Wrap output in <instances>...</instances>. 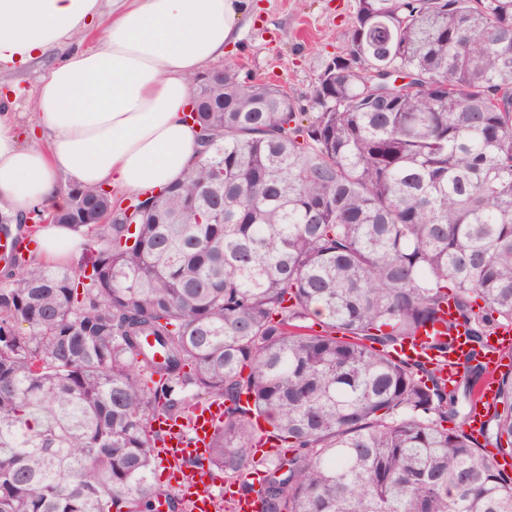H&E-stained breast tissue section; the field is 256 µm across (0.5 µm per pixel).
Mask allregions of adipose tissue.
<instances>
[{"instance_id":"adipose-tissue-1","label":"adipose tissue","mask_w":512,"mask_h":512,"mask_svg":"<svg viewBox=\"0 0 512 512\" xmlns=\"http://www.w3.org/2000/svg\"><path fill=\"white\" fill-rule=\"evenodd\" d=\"M241 0H113L112 21L91 47L45 69L28 112L0 96V210L22 219L67 205L61 183L141 193L178 180L199 130L183 119L191 78L237 38ZM100 0H0V63L25 67L83 36ZM39 140L23 141L21 122ZM37 261L65 265L80 238L60 223L38 227Z\"/></svg>"}]
</instances>
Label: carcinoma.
<instances>
[{"instance_id": "obj_1", "label": "carcinoma", "mask_w": 512, "mask_h": 512, "mask_svg": "<svg viewBox=\"0 0 512 512\" xmlns=\"http://www.w3.org/2000/svg\"><path fill=\"white\" fill-rule=\"evenodd\" d=\"M204 77L210 146L178 181L132 218L68 186L85 264L0 272V512H184L152 421L211 398L207 464L260 471L264 512H512L466 431L512 326V0H358L304 101ZM450 299L451 389L393 355ZM498 390L483 438L512 456V371ZM259 418L285 452L257 458ZM448 336H455V341L452 353L448 358L451 362V366H448L442 373L444 380H452V377L459 373V369L462 370L466 362V357L472 348L465 327L459 326L457 330L450 331Z\"/></svg>"}]
</instances>
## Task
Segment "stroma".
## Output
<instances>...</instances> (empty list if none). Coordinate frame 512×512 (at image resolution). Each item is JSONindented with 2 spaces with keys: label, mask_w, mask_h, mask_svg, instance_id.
<instances>
[{
  "label": "stroma",
  "mask_w": 512,
  "mask_h": 512,
  "mask_svg": "<svg viewBox=\"0 0 512 512\" xmlns=\"http://www.w3.org/2000/svg\"><path fill=\"white\" fill-rule=\"evenodd\" d=\"M239 36L215 68L233 64L242 72L270 80L296 95H310L322 63L342 47L357 0H243ZM49 51L26 69L0 64V84L16 85L15 111L23 112L45 64L63 55Z\"/></svg>",
  "instance_id": "stroma-1"
}]
</instances>
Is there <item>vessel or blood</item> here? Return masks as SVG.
<instances>
[{"label": "vessel or blood", "instance_id": "vessel-or-blood-1", "mask_svg": "<svg viewBox=\"0 0 512 512\" xmlns=\"http://www.w3.org/2000/svg\"><path fill=\"white\" fill-rule=\"evenodd\" d=\"M455 341L449 356L450 364L443 372V379L456 376L466 362L471 350V342L465 327L454 332ZM427 330H420L415 339L397 349L398 357L434 367L436 353L426 346ZM512 343V329H496L494 336L488 337L481 362L485 372L476 388V407L469 425L473 435H480L486 415L495 402L497 376L502 367V350ZM224 415V405L210 401L196 405L190 415L177 420L157 415L153 428L159 433L156 456L158 463L167 469L176 487L181 491L189 512H216L218 498L216 492L223 488V481L206 467L205 461L215 428ZM232 501L233 512H263V495L260 488H253L243 494L234 490L227 492Z\"/></svg>", "mask_w": 512, "mask_h": 512}]
</instances>
